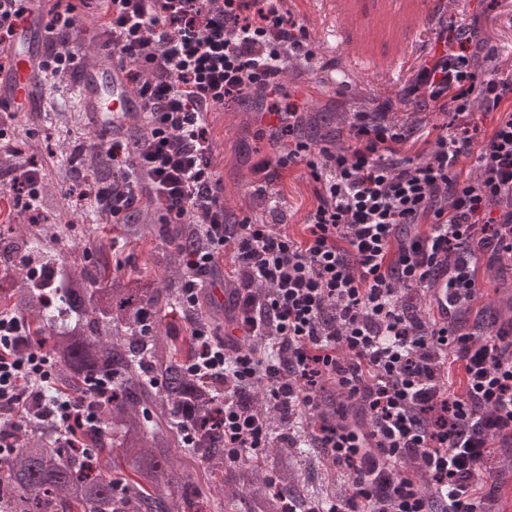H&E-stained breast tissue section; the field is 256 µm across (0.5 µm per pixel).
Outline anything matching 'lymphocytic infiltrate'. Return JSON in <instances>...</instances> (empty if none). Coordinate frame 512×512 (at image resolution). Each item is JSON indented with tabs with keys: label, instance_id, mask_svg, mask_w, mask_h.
Wrapping results in <instances>:
<instances>
[{
	"label": "lymphocytic infiltrate",
	"instance_id": "1",
	"mask_svg": "<svg viewBox=\"0 0 512 512\" xmlns=\"http://www.w3.org/2000/svg\"><path fill=\"white\" fill-rule=\"evenodd\" d=\"M78 2L44 0L39 72L54 88L78 58L68 36ZM104 3L97 47L124 71L144 134L134 150L111 139L112 181L90 184L84 199L116 224L147 203L159 223L203 228L206 245L187 261L188 305L232 252V322L243 341L230 349L198 328L190 365L224 381L218 421L228 461L268 445L270 423L249 403L258 388L286 412L285 440L326 449L347 480L348 496L316 512H483L475 476L496 441H512V323L488 336L465 320L479 268L512 252V69L488 66L494 51L481 23L500 0H477L470 22L438 32L401 100L382 102L386 118L348 113L350 145L316 151L299 141L280 152L274 163L305 164L316 183L299 239L273 224L230 220L208 115L249 93L276 102L289 64L315 57L307 28L283 0ZM413 101L452 115L448 133L424 140L418 162L401 159L412 129L389 116ZM479 112L493 117L485 137ZM469 156L475 173L466 177L460 163ZM41 177L23 160L9 183L35 217ZM440 273L447 300L435 317L414 313L410 292L431 289ZM20 331L0 317V419L19 426L37 399L41 417L69 436L95 427L111 379L98 380L90 398L51 395L48 358L14 352ZM323 382L363 407L368 425H314ZM408 458L417 472L404 469ZM424 478L436 497L422 493Z\"/></svg>",
	"mask_w": 512,
	"mask_h": 512
}]
</instances>
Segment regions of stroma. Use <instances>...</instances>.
<instances>
[{"mask_svg": "<svg viewBox=\"0 0 512 512\" xmlns=\"http://www.w3.org/2000/svg\"><path fill=\"white\" fill-rule=\"evenodd\" d=\"M309 30L315 58L288 69L280 82L300 116L323 108L345 111L372 105L374 101L397 97L413 70L435 44L445 27L467 22L471 0H284ZM101 0H89L76 17L81 67L98 62L96 48ZM77 71H70L59 91L41 92L34 107L13 134L22 139L45 140L51 134L45 116L46 104L55 100L78 105L74 92ZM255 95L210 113L213 139L212 162L222 181L224 205L230 214L248 215L259 222L270 221L267 209L255 201L252 185L256 163L276 159L289 138L306 139L304 128L293 136L282 135L279 127L261 126L253 107ZM315 184L305 165L279 170L274 188L284 201L277 219L292 235L304 231L311 209ZM483 286L476 308L485 310L487 321L512 320V255L503 256L492 270H481ZM495 465L481 470L477 481L487 512H512V447L494 451Z\"/></svg>", "mask_w": 512, "mask_h": 512, "instance_id": "stroma-1", "label": "stroma"}]
</instances>
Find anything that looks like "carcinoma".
Returning <instances> with one entry per match:
<instances>
[{"mask_svg":"<svg viewBox=\"0 0 512 512\" xmlns=\"http://www.w3.org/2000/svg\"><path fill=\"white\" fill-rule=\"evenodd\" d=\"M339 117L314 115L313 133L327 137ZM22 149L0 143V174L10 173ZM51 160L57 185L70 170ZM84 175L112 182L106 150L80 154ZM39 206L56 224L31 223L16 212L0 228V316L23 324L21 351H42L52 360L59 396L88 395L96 379L116 377L112 398L98 404V422L81 435L93 458L69 447L68 436L32 416L9 435L15 450L0 462V512H210L208 496L180 470L175 437L191 429L183 453L220 482L224 512H307L301 450L280 440L261 455L224 460V430L212 415L224 404V383L191 373L196 353L192 325H220L221 307L205 296L188 308L182 288L190 270L186 256L202 243L195 224H157L152 210H131L112 238L100 235L108 216L96 211L83 237H62L78 218L61 210L42 187ZM157 242L154 278L123 272L117 244ZM252 407L271 426L282 414L255 392Z\"/></svg>","mask_w":512,"mask_h":512,"instance_id":"1","label":"carcinoma"}]
</instances>
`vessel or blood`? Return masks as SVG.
<instances>
[{
    "mask_svg": "<svg viewBox=\"0 0 512 512\" xmlns=\"http://www.w3.org/2000/svg\"><path fill=\"white\" fill-rule=\"evenodd\" d=\"M40 32L41 21L36 15H29L19 24L10 49L11 66L5 82L0 83V100L14 103L23 111L35 103L36 92L30 80L41 58ZM77 89L91 126L100 132L111 129L113 123L135 107L116 66L81 72Z\"/></svg>",
    "mask_w": 512,
    "mask_h": 512,
    "instance_id": "vessel-or-blood-1",
    "label": "vessel or blood"
}]
</instances>
